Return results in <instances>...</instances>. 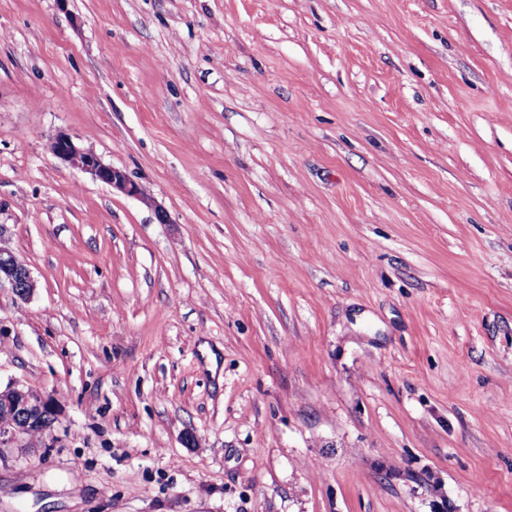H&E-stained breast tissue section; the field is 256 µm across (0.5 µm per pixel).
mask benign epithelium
<instances>
[{
	"label": "benign epithelium",
	"instance_id": "obj_1",
	"mask_svg": "<svg viewBox=\"0 0 512 512\" xmlns=\"http://www.w3.org/2000/svg\"><path fill=\"white\" fill-rule=\"evenodd\" d=\"M55 156L92 178L132 197L141 196L139 185L120 169L104 164L92 151L78 145L66 135H57L51 143ZM4 227L0 225V285L6 283L21 300L28 299L36 288L27 265L7 247ZM8 416L11 422H0V457L6 448H24L29 443L33 428L49 430L57 420L56 399L46 393L14 383L0 389V418Z\"/></svg>",
	"mask_w": 512,
	"mask_h": 512
}]
</instances>
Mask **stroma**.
<instances>
[{"instance_id": "obj_1", "label": "stroma", "mask_w": 512, "mask_h": 512, "mask_svg": "<svg viewBox=\"0 0 512 512\" xmlns=\"http://www.w3.org/2000/svg\"><path fill=\"white\" fill-rule=\"evenodd\" d=\"M0 225V512H512V0H0ZM55 156L92 178L99 180L127 196L140 197L139 185L120 169L104 164L92 151L78 145L67 134H58L51 143ZM7 244L4 227L0 225V288L7 283L19 299L26 300L36 288L35 281L27 265ZM12 421L2 423V417ZM58 404L49 394L14 383L0 387V461L5 448H24L33 428L50 431L57 420Z\"/></svg>"}]
</instances>
